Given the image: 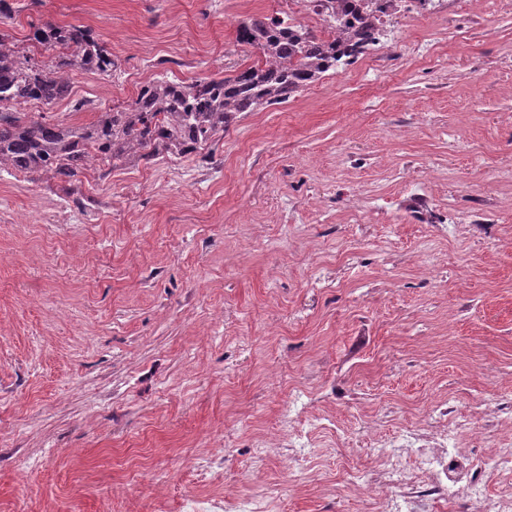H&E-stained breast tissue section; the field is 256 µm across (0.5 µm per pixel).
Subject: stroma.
Returning <instances> with one entry per match:
<instances>
[{"instance_id":"1","label":"stroma","mask_w":512,"mask_h":512,"mask_svg":"<svg viewBox=\"0 0 512 512\" xmlns=\"http://www.w3.org/2000/svg\"><path fill=\"white\" fill-rule=\"evenodd\" d=\"M391 34L196 152L64 183L0 171V512H179L186 494L273 512H367L337 436L471 415L466 452L512 449V6L464 0ZM0 21L84 24L110 75L22 109L94 122L147 81L251 63L238 25L282 0H17ZM70 220L49 223L57 209ZM432 213L421 222L419 213ZM308 398L293 482L278 422Z\"/></svg>"}]
</instances>
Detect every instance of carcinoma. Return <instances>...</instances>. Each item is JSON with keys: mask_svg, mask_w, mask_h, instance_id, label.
<instances>
[{"mask_svg": "<svg viewBox=\"0 0 512 512\" xmlns=\"http://www.w3.org/2000/svg\"><path fill=\"white\" fill-rule=\"evenodd\" d=\"M329 15V36L279 17H253L240 24L237 41L259 51L250 66L229 76H206L190 84L156 78L129 107L102 112L89 125L48 123L15 107L30 101L53 104L69 96L74 71L108 75L116 67L112 48L84 25L30 23L28 39L56 51L46 65L17 49L0 33V171L51 174L69 183L89 165L100 176L133 159L178 157L224 135L240 112L286 102L373 41L371 24L357 0H343Z\"/></svg>", "mask_w": 512, "mask_h": 512, "instance_id": "obj_1", "label": "carcinoma"}]
</instances>
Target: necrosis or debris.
Listing matches in <instances>:
<instances>
[{
    "mask_svg": "<svg viewBox=\"0 0 512 512\" xmlns=\"http://www.w3.org/2000/svg\"><path fill=\"white\" fill-rule=\"evenodd\" d=\"M429 10L428 0H364L377 30L397 19L414 23ZM474 428L468 418L450 421L430 414L423 427H409L378 442L377 462L370 470H353V449H340L342 473L370 490L369 512H431L436 501L459 497L477 512H512V491L492 497L486 484L491 474L512 472V451H462L459 436Z\"/></svg>",
    "mask_w": 512,
    "mask_h": 512,
    "instance_id": "obj_1",
    "label": "necrosis or debris"
}]
</instances>
